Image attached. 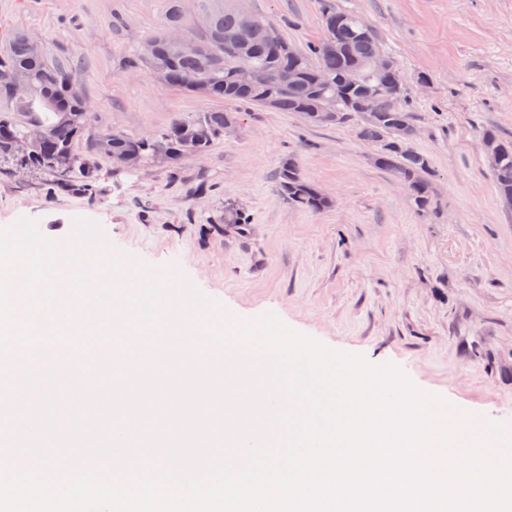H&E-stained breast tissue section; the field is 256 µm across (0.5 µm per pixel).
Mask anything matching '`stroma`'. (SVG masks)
Listing matches in <instances>:
<instances>
[{
    "instance_id": "1",
    "label": "stroma",
    "mask_w": 512,
    "mask_h": 512,
    "mask_svg": "<svg viewBox=\"0 0 512 512\" xmlns=\"http://www.w3.org/2000/svg\"><path fill=\"white\" fill-rule=\"evenodd\" d=\"M289 43L322 39L319 0H242ZM354 11L407 81L416 151L434 204L370 162L356 122L312 125L294 112L237 106L156 82L137 65L163 0H0V52L12 33L43 36L96 115L93 132H160L214 109L236 130L177 166L133 173L97 160L95 197L21 181L0 163V225L36 220L64 240L98 222L119 251L222 302L238 319L274 313L324 347L391 363L422 392L512 430V209L483 147L512 139V0H336ZM334 200L310 212L275 187L282 158Z\"/></svg>"
}]
</instances>
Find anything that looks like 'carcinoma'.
Returning <instances> with one entry per match:
<instances>
[{
    "instance_id": "1",
    "label": "carcinoma",
    "mask_w": 512,
    "mask_h": 512,
    "mask_svg": "<svg viewBox=\"0 0 512 512\" xmlns=\"http://www.w3.org/2000/svg\"><path fill=\"white\" fill-rule=\"evenodd\" d=\"M320 11L323 15L344 18L338 46L330 45L325 36L313 45L296 48L297 55L290 56L283 46L242 30L238 0H197L196 13L209 14L210 25L188 27L190 45L176 46L167 41L166 28L187 27V21L181 0H166L164 22L146 40L143 59L149 70L165 71L164 85L168 87L263 107L265 90L239 86L234 80L237 57L224 47V33H238L241 47L251 51L257 66L293 74L291 84L274 93V110L302 115L313 111L324 97H335L339 112L337 124L360 119L358 135L382 157L379 168L404 185L417 210L430 209L433 191L427 178L428 159L411 147L391 146L395 124L411 123L407 91H402L395 103L378 102L377 118H362L355 103L371 91L373 73L367 71L360 80L352 82L349 71L377 52L380 44L362 28L356 13L337 7L334 0H320ZM15 71L28 76L27 95L22 102L5 90L6 77ZM188 74L196 77L192 86L183 83ZM70 76L71 69L49 62L46 52L36 50L30 36L21 31L14 34L9 50L0 55V97L13 104V112L0 113V158L11 159L14 140L24 135L29 124H41L46 131L45 138L34 143L27 158L18 164L50 177L51 185L62 192L90 197L99 192L97 173L86 163L89 158L132 155L143 165L154 162L174 165L186 148L195 149L198 155L207 153L224 138V125L235 121L231 112H202L191 119L176 118L162 131L149 136L131 138L120 133H103L80 152L77 146L93 120V113L78 84L70 82ZM499 140L506 151L492 174L499 194L504 196L512 194V139L501 136ZM276 188L294 206L313 212L326 208L318 186L303 174L293 154L281 160Z\"/></svg>"
}]
</instances>
